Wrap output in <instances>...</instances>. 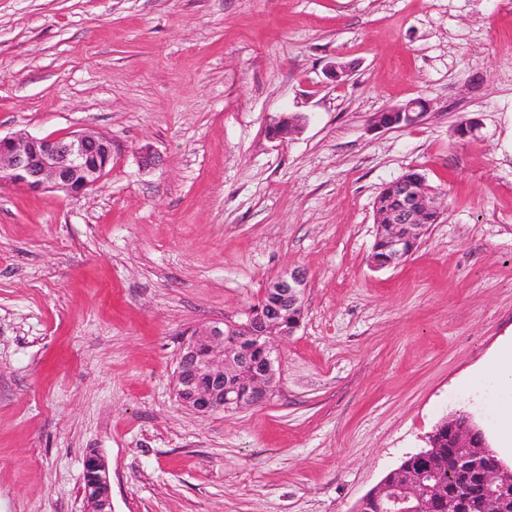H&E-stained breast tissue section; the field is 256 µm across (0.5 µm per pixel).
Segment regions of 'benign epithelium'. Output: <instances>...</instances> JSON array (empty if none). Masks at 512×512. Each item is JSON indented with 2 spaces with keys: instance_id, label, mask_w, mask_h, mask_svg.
<instances>
[{
  "instance_id": "obj_1",
  "label": "benign epithelium",
  "mask_w": 512,
  "mask_h": 512,
  "mask_svg": "<svg viewBox=\"0 0 512 512\" xmlns=\"http://www.w3.org/2000/svg\"><path fill=\"white\" fill-rule=\"evenodd\" d=\"M425 104L416 99L373 117L379 128H392L416 122ZM112 162V138L77 133L69 136L36 137L27 133L0 136V184L8 183L39 193L48 188L78 195L97 187ZM397 190L399 205L381 208L375 203L376 236L385 243L386 257L371 262L372 267L401 265L427 232L429 223L439 216L437 198L428 194L421 176L399 177L391 183ZM307 278L291 270L273 280L266 289L290 310H301ZM300 323L284 328L274 313L249 309L241 321L213 322L194 329L182 341L175 372V394L182 405L202 416L222 411L234 413L267 401L276 391L278 353L273 342L292 336ZM237 334L262 351L260 365L246 356L235 359L226 347L225 337ZM455 447L465 449L460 463L478 471L483 487V512H509L512 509V480L501 465L493 463L486 448L471 444L463 429L448 430ZM84 481L99 488L87 499L88 512H112V486L105 457L90 452L83 461ZM444 493L427 467L416 484L383 480L366 493L355 512H426L427 504Z\"/></svg>"
}]
</instances>
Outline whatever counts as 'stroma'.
<instances>
[{"label": "stroma", "mask_w": 512, "mask_h": 512, "mask_svg": "<svg viewBox=\"0 0 512 512\" xmlns=\"http://www.w3.org/2000/svg\"><path fill=\"white\" fill-rule=\"evenodd\" d=\"M23 132L108 136L112 164L82 196L0 186V512H87L92 449L114 512H353L442 419L489 428L460 381L512 336V0H0V134ZM411 170L442 215L373 268ZM290 269L273 397L184 408L183 333ZM425 112V104L421 100H411L406 104L373 117V124L379 128H392L402 124L416 122ZM307 278L300 270H291L278 276L265 290L290 310H303Z\"/></svg>", "instance_id": "1"}]
</instances>
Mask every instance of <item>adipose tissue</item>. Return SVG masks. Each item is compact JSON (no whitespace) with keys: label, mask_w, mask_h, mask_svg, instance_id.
<instances>
[{"label":"adipose tissue","mask_w":512,"mask_h":512,"mask_svg":"<svg viewBox=\"0 0 512 512\" xmlns=\"http://www.w3.org/2000/svg\"><path fill=\"white\" fill-rule=\"evenodd\" d=\"M472 390L493 389V439L507 462L512 463V340L503 343L466 382Z\"/></svg>","instance_id":"ef3b65f1"}]
</instances>
